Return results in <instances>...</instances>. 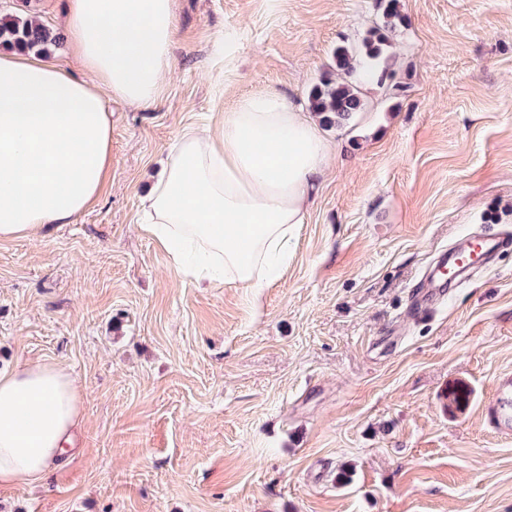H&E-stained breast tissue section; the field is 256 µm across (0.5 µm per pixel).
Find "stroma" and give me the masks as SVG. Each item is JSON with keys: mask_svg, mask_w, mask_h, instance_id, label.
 <instances>
[{"mask_svg": "<svg viewBox=\"0 0 512 512\" xmlns=\"http://www.w3.org/2000/svg\"><path fill=\"white\" fill-rule=\"evenodd\" d=\"M67 0H0L65 30ZM405 90L365 83L284 276L198 289L137 226L181 130L276 91L307 106L379 0H177L174 76L111 100L112 174L68 224L0 240V369L83 392L64 464L0 512H512V437L481 406L512 374V246L425 315L410 290L471 232L512 231V0H400ZM236 32L232 63L217 43ZM471 391L450 412L449 387Z\"/></svg>", "mask_w": 512, "mask_h": 512, "instance_id": "1", "label": "stroma"}]
</instances>
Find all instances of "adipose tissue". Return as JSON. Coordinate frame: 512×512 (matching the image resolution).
<instances>
[{
    "mask_svg": "<svg viewBox=\"0 0 512 512\" xmlns=\"http://www.w3.org/2000/svg\"><path fill=\"white\" fill-rule=\"evenodd\" d=\"M65 25L85 78L43 56L0 54V240L87 210L112 169L106 98L149 106L174 68L175 0H70ZM331 152L313 113L273 91L240 97L173 141L139 226L194 287L260 292L287 268ZM81 399L56 364L0 370V486L49 476Z\"/></svg>",
    "mask_w": 512,
    "mask_h": 512,
    "instance_id": "adipose-tissue-1",
    "label": "adipose tissue"
}]
</instances>
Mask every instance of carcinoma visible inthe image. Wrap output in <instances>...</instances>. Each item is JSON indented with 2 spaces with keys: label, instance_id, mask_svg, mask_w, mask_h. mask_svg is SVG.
<instances>
[{
  "label": "carcinoma",
  "instance_id": "1",
  "mask_svg": "<svg viewBox=\"0 0 512 512\" xmlns=\"http://www.w3.org/2000/svg\"><path fill=\"white\" fill-rule=\"evenodd\" d=\"M402 15L399 0H381V16L368 30L358 47L339 45L333 51L332 68L336 77H327L314 85L309 93V108L328 126L342 127L364 108L359 86L348 77L360 71L368 74L379 85L393 79L395 72L374 62L380 60L391 46V36ZM60 37L52 28L34 15L6 14L0 17V49L42 55L58 46ZM471 391L458 384L448 388V409L464 410Z\"/></svg>",
  "mask_w": 512,
  "mask_h": 512
}]
</instances>
